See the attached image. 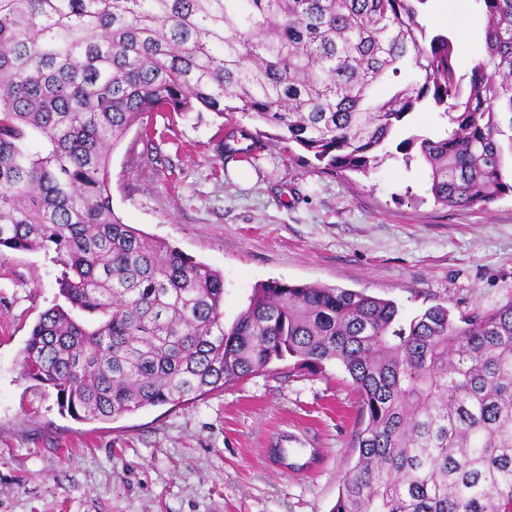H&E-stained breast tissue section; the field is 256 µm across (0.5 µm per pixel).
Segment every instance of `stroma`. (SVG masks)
Returning a JSON list of instances; mask_svg holds the SVG:
<instances>
[{
  "mask_svg": "<svg viewBox=\"0 0 512 512\" xmlns=\"http://www.w3.org/2000/svg\"><path fill=\"white\" fill-rule=\"evenodd\" d=\"M464 70L479 59L475 0H429ZM111 159L123 223L224 275V319L268 279L319 283L394 301L404 318L512 297V196L435 204L420 161L370 175L325 168L299 147L255 158L216 146L242 114L153 112ZM51 254L0 248V512H330L357 453L358 394L344 369L289 357L224 391L109 422L60 412L21 369L20 351L58 300Z\"/></svg>",
  "mask_w": 512,
  "mask_h": 512,
  "instance_id": "1",
  "label": "stroma"
}]
</instances>
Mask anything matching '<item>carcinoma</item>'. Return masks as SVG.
Instances as JSON below:
<instances>
[{
  "label": "carcinoma",
  "instance_id": "carcinoma-1",
  "mask_svg": "<svg viewBox=\"0 0 512 512\" xmlns=\"http://www.w3.org/2000/svg\"><path fill=\"white\" fill-rule=\"evenodd\" d=\"M486 61L461 73L428 0H0V248L43 249L59 297L22 375L76 420L219 392L287 356L355 386L358 457L331 512H512V298L409 320L395 302L267 280L224 324V274L125 224L111 156L150 112H241L340 172L397 150L438 205L512 194V0H475ZM236 130L220 153L250 156Z\"/></svg>",
  "mask_w": 512,
  "mask_h": 512
}]
</instances>
